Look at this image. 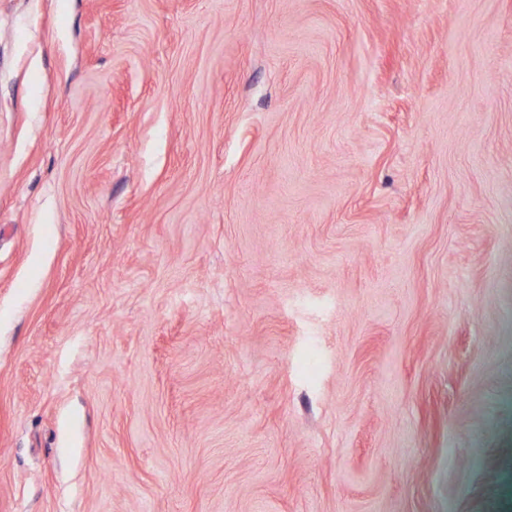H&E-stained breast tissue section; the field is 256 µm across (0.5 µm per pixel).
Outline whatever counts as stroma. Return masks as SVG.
Instances as JSON below:
<instances>
[{
  "label": "stroma",
  "instance_id": "1",
  "mask_svg": "<svg viewBox=\"0 0 512 512\" xmlns=\"http://www.w3.org/2000/svg\"><path fill=\"white\" fill-rule=\"evenodd\" d=\"M0 512H512V0H0Z\"/></svg>",
  "mask_w": 512,
  "mask_h": 512
}]
</instances>
